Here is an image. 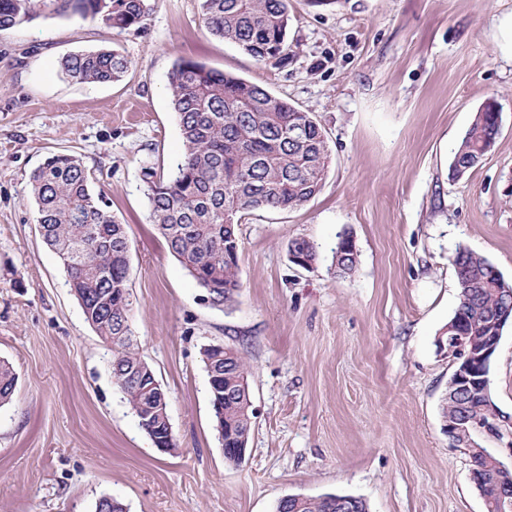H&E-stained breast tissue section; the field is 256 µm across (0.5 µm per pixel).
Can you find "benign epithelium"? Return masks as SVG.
I'll return each instance as SVG.
<instances>
[{"mask_svg":"<svg viewBox=\"0 0 512 512\" xmlns=\"http://www.w3.org/2000/svg\"><path fill=\"white\" fill-rule=\"evenodd\" d=\"M453 335L447 339V353L454 370L448 378V399L459 401L461 412L444 419V429L452 442L458 446L476 449V455L485 462L481 469L471 470L475 484L490 482L495 494L501 500V507L512 508V469L505 467L487 450L476 448L473 435L479 431L502 436V423L489 424L470 412V400L478 392H486L489 383L490 366L501 336L486 337L485 344L478 348H466V336L462 325L451 328ZM154 446L161 452L171 451L174 441L171 425L151 435Z\"/></svg>","mask_w":512,"mask_h":512,"instance_id":"obj_1","label":"benign epithelium"}]
</instances>
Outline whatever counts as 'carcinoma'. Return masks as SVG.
I'll use <instances>...</instances> for the list:
<instances>
[{"mask_svg":"<svg viewBox=\"0 0 512 512\" xmlns=\"http://www.w3.org/2000/svg\"><path fill=\"white\" fill-rule=\"evenodd\" d=\"M78 15L119 29L139 27L145 0H0V30L31 21L36 14ZM202 23L213 35L231 41L264 63L288 61V0H201ZM130 61L113 49L70 53L60 62L62 75L79 83L123 80ZM172 103L185 150L175 174L165 178L142 168L150 217L170 253L212 298L229 309L241 288L238 226L260 209H293L321 190L330 152L325 133L311 113L264 86L207 68L193 60L174 64L168 76ZM498 135L495 103L475 114L453 153L449 169L462 178L491 150ZM94 176L72 154L47 157L30 176L38 224L46 245L63 262L71 290L85 320L103 343L112 346V375L137 417L162 397L127 382L146 365L131 329L128 288L129 238L126 227L93 190ZM338 235L333 263L339 275L352 274L358 253ZM288 251L315 262V242L297 238ZM464 286L461 314L465 335L478 346L497 329L504 297L512 282L483 256L466 248L451 258ZM205 369L224 375L225 389L210 394L218 402L216 421L224 428L225 460L238 464L232 449L247 442L253 412L248 367L229 347L222 358L202 352ZM16 374L0 361V406L12 399ZM291 512H338L328 495L293 500Z\"/></svg>","mask_w":512,"mask_h":512,"instance_id":"carcinoma-1","label":"carcinoma"}]
</instances>
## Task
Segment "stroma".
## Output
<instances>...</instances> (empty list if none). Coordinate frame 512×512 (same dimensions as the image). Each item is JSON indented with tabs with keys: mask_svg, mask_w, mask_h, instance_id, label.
<instances>
[{
	"mask_svg": "<svg viewBox=\"0 0 512 512\" xmlns=\"http://www.w3.org/2000/svg\"><path fill=\"white\" fill-rule=\"evenodd\" d=\"M142 28L39 16L0 31V512H274L289 495L363 498L369 512H486L471 462L443 429L451 360L438 338L460 303L464 247L512 280V62L495 49L512 0H289L287 66L211 35L200 0H145ZM110 48L122 81L74 84L60 61ZM181 59L264 85L313 113L331 160L303 206L239 226L242 287L210 306L149 218L142 169L171 174L184 146L168 74ZM495 99L500 132L464 178L453 151ZM55 152L95 173L130 242L131 328L167 393L175 448L158 451L116 387L44 243L29 176ZM355 271L337 276L339 233ZM318 246L294 265L291 240ZM239 350L255 409L240 464L225 461L201 350ZM512 418V326L490 370Z\"/></svg>",
	"mask_w": 512,
	"mask_h": 512,
	"instance_id": "stroma-1",
	"label": "stroma"
}]
</instances>
